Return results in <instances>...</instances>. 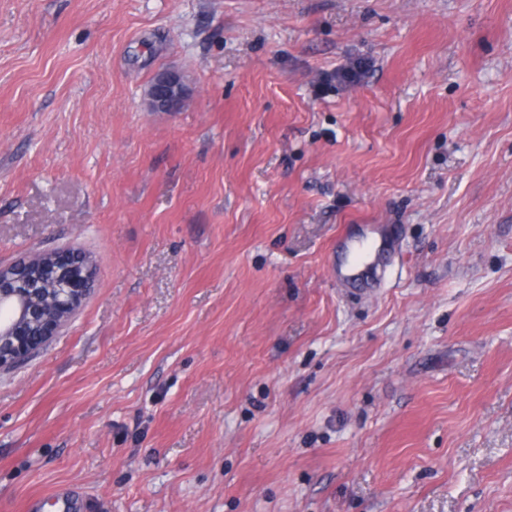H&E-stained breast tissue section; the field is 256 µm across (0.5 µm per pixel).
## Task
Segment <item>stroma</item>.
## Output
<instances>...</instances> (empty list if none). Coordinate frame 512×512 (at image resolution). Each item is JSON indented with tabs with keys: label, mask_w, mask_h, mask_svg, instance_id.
Wrapping results in <instances>:
<instances>
[{
	"label": "stroma",
	"mask_w": 512,
	"mask_h": 512,
	"mask_svg": "<svg viewBox=\"0 0 512 512\" xmlns=\"http://www.w3.org/2000/svg\"><path fill=\"white\" fill-rule=\"evenodd\" d=\"M48 250L96 279L0 369V512H512V0H0V265ZM149 112H177L190 96L184 77L177 70L158 72L146 90ZM394 244V235L390 229L386 235L381 237L380 241L373 245L371 254L372 261H370L362 270L358 266H352L346 270H337V276L344 282V284L354 290L360 282L364 280V277H368L369 274L373 275L377 267L384 260L389 250Z\"/></svg>",
	"instance_id": "35a3bbf8"
}]
</instances>
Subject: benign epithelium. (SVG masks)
<instances>
[{
  "label": "benign epithelium",
  "instance_id": "benign-epithelium-1",
  "mask_svg": "<svg viewBox=\"0 0 512 512\" xmlns=\"http://www.w3.org/2000/svg\"><path fill=\"white\" fill-rule=\"evenodd\" d=\"M190 96L177 70L157 73L146 90L150 112H177ZM96 277L84 255L42 252L0 265V369L55 336L82 304Z\"/></svg>",
  "mask_w": 512,
  "mask_h": 512
}]
</instances>
